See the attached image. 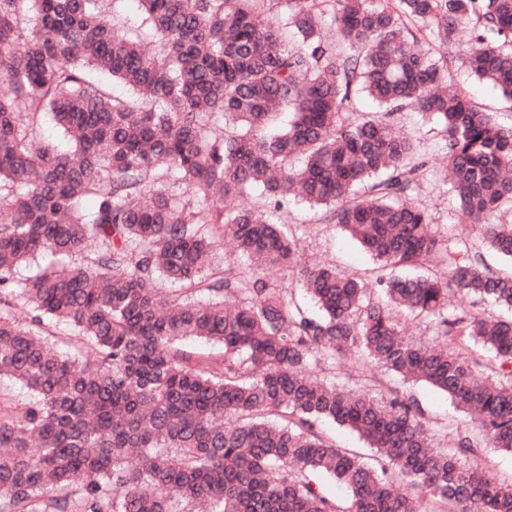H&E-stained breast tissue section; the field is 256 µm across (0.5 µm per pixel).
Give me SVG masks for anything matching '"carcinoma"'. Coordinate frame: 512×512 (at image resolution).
I'll return each mask as SVG.
<instances>
[{
    "label": "carcinoma",
    "instance_id": "cac0c4a2",
    "mask_svg": "<svg viewBox=\"0 0 512 512\" xmlns=\"http://www.w3.org/2000/svg\"><path fill=\"white\" fill-rule=\"evenodd\" d=\"M102 2L0 0V512H512L485 463L512 452V318L493 315L512 309V275L471 241L512 258V224L490 221L512 212V123L448 86L465 27L471 73L512 101V0H139L149 44ZM405 112L442 125L453 238L408 202L437 172ZM44 113L72 154L38 137ZM296 198L369 253L373 279L300 264ZM224 239L247 265L212 259ZM62 326L84 359L60 351ZM188 338L222 357L185 353ZM399 380L463 419L431 420Z\"/></svg>",
    "mask_w": 512,
    "mask_h": 512
}]
</instances>
